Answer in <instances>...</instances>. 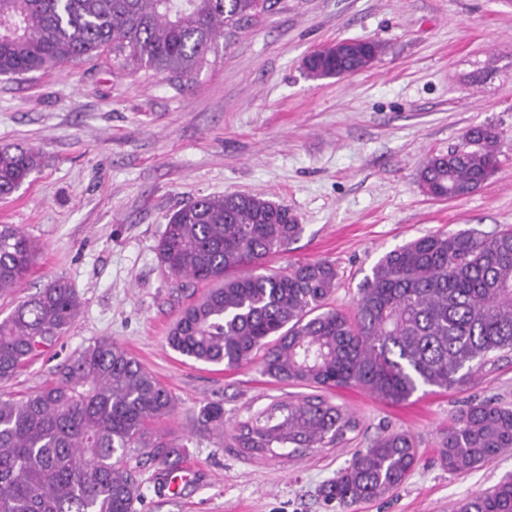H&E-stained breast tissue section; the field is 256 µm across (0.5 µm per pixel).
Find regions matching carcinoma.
<instances>
[{
  "mask_svg": "<svg viewBox=\"0 0 512 512\" xmlns=\"http://www.w3.org/2000/svg\"><path fill=\"white\" fill-rule=\"evenodd\" d=\"M271 0H0V76L101 63L127 75L151 71L188 81L219 52L224 29L270 10ZM369 41L356 55L315 52L303 62L313 79L345 77L382 54ZM501 153L489 126L467 131L461 147L429 157L418 177L437 198H464L497 169ZM33 147L0 148V198L40 165ZM157 245L165 270L207 290L184 308L167 345L197 362L233 369L262 354L263 375L327 389L359 386L387 402L422 386L468 384L473 363L512 351V231L469 230L415 238L386 253L359 288L353 314L327 308L336 288L325 259L274 268L301 232L288 207L259 193L198 197L166 216ZM41 244L0 224V295L24 281ZM79 302L58 277L0 320V381L53 346L76 321ZM174 409L170 392L108 337L76 352L54 379L25 397L0 396V512H137L138 480L121 465L148 425ZM202 430L224 429V405L211 402ZM358 423L322 396L277 401L239 422L237 446L338 445ZM166 470L180 445L148 444ZM512 448V408L472 403L441 432L439 460L463 471ZM418 461L406 431L357 449L322 489L340 512L401 486ZM455 512H512V481L459 503Z\"/></svg>",
  "mask_w": 512,
  "mask_h": 512,
  "instance_id": "1",
  "label": "carcinoma"
}]
</instances>
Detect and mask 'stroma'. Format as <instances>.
Masks as SVG:
<instances>
[{
  "instance_id": "35a3bbf8",
  "label": "stroma",
  "mask_w": 512,
  "mask_h": 512,
  "mask_svg": "<svg viewBox=\"0 0 512 512\" xmlns=\"http://www.w3.org/2000/svg\"><path fill=\"white\" fill-rule=\"evenodd\" d=\"M345 38L378 41L384 52L350 77H307L303 59ZM219 44V56L180 86L87 65L0 77V147L42 155L0 200V224L43 245L26 280L0 297V319L57 277L80 303L57 345L0 382V394L35 392L94 339L117 341L175 400L150 433L181 444L196 467L171 493L146 449H131L138 512H327L323 486L356 449L393 430L414 435L415 470L393 494L349 512H451L512 480V449L459 473L437 459L441 430L470 402L512 407L508 351L492 353L462 388L421 389L400 403L359 387L324 390L358 422L346 443L273 457L236 447L238 421L308 390L273 382L255 363L227 369L169 348V328L205 287L172 278L157 256L167 215L192 198L261 193L302 226L274 265L335 263L328 305L349 313L389 251L428 234L511 227L512 0H277ZM477 125L499 137L495 173L466 198L426 196L422 164ZM216 401L223 430L198 429L201 408Z\"/></svg>"
}]
</instances>
